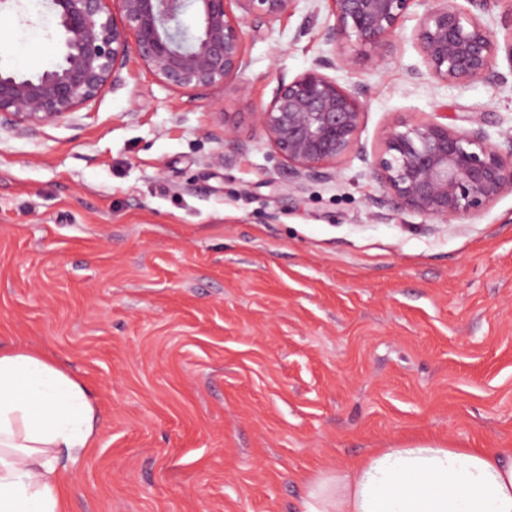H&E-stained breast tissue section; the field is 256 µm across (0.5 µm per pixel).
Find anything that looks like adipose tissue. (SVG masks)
<instances>
[{"mask_svg":"<svg viewBox=\"0 0 512 512\" xmlns=\"http://www.w3.org/2000/svg\"><path fill=\"white\" fill-rule=\"evenodd\" d=\"M96 440L84 386L42 351L0 350V512H66ZM302 512H512V449L421 441L306 477Z\"/></svg>","mask_w":512,"mask_h":512,"instance_id":"ef3b65f1","label":"adipose tissue"}]
</instances>
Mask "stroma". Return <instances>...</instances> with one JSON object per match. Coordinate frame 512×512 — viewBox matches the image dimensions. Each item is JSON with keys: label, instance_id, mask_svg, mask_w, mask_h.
Instances as JSON below:
<instances>
[{"label": "stroma", "instance_id": "stroma-1", "mask_svg": "<svg viewBox=\"0 0 512 512\" xmlns=\"http://www.w3.org/2000/svg\"><path fill=\"white\" fill-rule=\"evenodd\" d=\"M415 0L363 91L360 141L448 113L512 130L497 83L416 79ZM327 0L247 45L223 91H177L134 66L68 120L0 125V345L56 357L91 393L96 441L67 512H300L304 476L432 440L512 448V192L429 221L385 201L371 161L294 186L259 138L279 78L331 47ZM59 59L47 5L0 6V69ZM250 149L225 167L212 110Z\"/></svg>", "mask_w": 512, "mask_h": 512}]
</instances>
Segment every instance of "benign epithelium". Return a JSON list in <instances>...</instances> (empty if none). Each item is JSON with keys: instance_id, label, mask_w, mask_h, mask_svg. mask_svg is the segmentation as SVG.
Returning <instances> with one entry per match:
<instances>
[{"instance_id": "7a95c632", "label": "benign epithelium", "mask_w": 512, "mask_h": 512, "mask_svg": "<svg viewBox=\"0 0 512 512\" xmlns=\"http://www.w3.org/2000/svg\"><path fill=\"white\" fill-rule=\"evenodd\" d=\"M295 0H52L62 35L61 60L31 75L0 70V116L11 127L33 132L67 120L106 88L120 87L123 70L136 64L175 90H217L248 66L246 43L287 13ZM334 24L322 32L331 54L291 78L278 79L268 105L258 111L260 138L288 169L297 186L332 180L338 166L366 159L360 145L361 92L340 85L329 70L354 69L353 41L379 61L389 51L402 18L415 0H329ZM413 30L426 71L446 84L497 82L499 53L512 64V0H431ZM505 3L498 40L482 19L489 3ZM241 10L236 15L231 5ZM192 11L196 27L182 16ZM401 120L383 135L372 168L385 196L399 209L427 220L464 221L478 216L505 190L512 191V134L491 142L476 122L470 129ZM227 145L224 165L249 149L225 113H212Z\"/></svg>"}]
</instances>
